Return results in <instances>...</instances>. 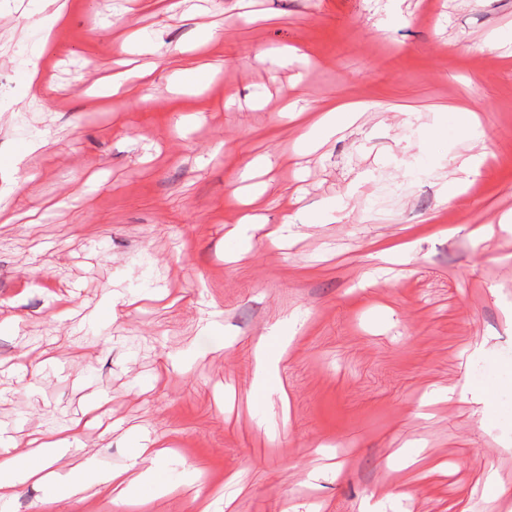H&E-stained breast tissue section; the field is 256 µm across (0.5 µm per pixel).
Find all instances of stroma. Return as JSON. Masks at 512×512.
Returning a JSON list of instances; mask_svg holds the SVG:
<instances>
[{
  "label": "stroma",
  "instance_id": "stroma-1",
  "mask_svg": "<svg viewBox=\"0 0 512 512\" xmlns=\"http://www.w3.org/2000/svg\"><path fill=\"white\" fill-rule=\"evenodd\" d=\"M385 3L68 0L36 59L34 0H0V428L23 443L96 400L60 470L122 468L164 438L167 478L187 466L234 493L213 512H506L485 484L512 490V56L496 47L512 0H395L382 28ZM202 26L221 36L201 48ZM134 29L159 63L144 101L86 97ZM177 46L208 72L200 88L171 91ZM35 64L50 98L26 88ZM333 98L368 109L302 151L285 101ZM450 105L479 114L480 138L450 129ZM268 154L269 226L296 194L346 209L225 261L235 190ZM469 158L482 165L459 182ZM407 242L376 270L371 253ZM114 291L135 295L128 315L88 320ZM289 317L282 389L254 403V345ZM462 383L467 400L445 398Z\"/></svg>",
  "mask_w": 512,
  "mask_h": 512
}]
</instances>
